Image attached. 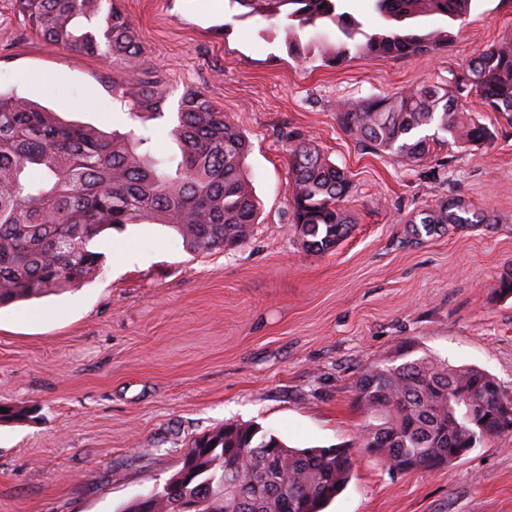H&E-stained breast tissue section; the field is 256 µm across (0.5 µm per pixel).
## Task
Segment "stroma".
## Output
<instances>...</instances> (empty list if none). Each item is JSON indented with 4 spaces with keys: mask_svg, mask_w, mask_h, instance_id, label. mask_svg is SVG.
I'll return each instance as SVG.
<instances>
[{
    "mask_svg": "<svg viewBox=\"0 0 512 512\" xmlns=\"http://www.w3.org/2000/svg\"><path fill=\"white\" fill-rule=\"evenodd\" d=\"M165 81L162 118L141 125L112 97V69L45 43L0 0V87L67 124L170 134L196 89L251 145L259 201L251 236L199 255L173 230L133 224L100 237L91 281L0 309V512H118L182 465L193 439L256 424L293 447L350 449L354 476L328 512H512V433L450 467L399 473L360 445L356 381L409 354L474 366L512 394V125L473 102L492 133L480 148L436 149L408 166L341 129L346 99L455 84L469 60L512 34V0H473L448 48L406 58L358 56L340 68L288 54L264 17L228 0H119ZM309 139L350 179L348 237L307 252L291 222L287 136ZM464 198L479 224L411 235L410 218ZM131 262L115 261L116 252Z\"/></svg>",
    "mask_w": 512,
    "mask_h": 512,
    "instance_id": "stroma-1",
    "label": "stroma"
}]
</instances>
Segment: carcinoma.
Segmentation results:
<instances>
[{"label": "carcinoma", "mask_w": 512, "mask_h": 512, "mask_svg": "<svg viewBox=\"0 0 512 512\" xmlns=\"http://www.w3.org/2000/svg\"><path fill=\"white\" fill-rule=\"evenodd\" d=\"M349 0H230L251 14L284 16L277 25L288 54L305 60L301 32L332 25L336 41L320 54L339 68L354 56L409 57L448 47L431 18L464 21L472 0H373L384 25L372 33L347 10ZM34 32L65 47L122 65L112 94L141 122L164 116L160 71L139 70L146 56L116 0H16ZM485 111L512 123V35L490 44L455 85L412 86L391 95L345 101L337 108L347 134L376 153L407 164L435 149L481 147L491 134L469 112L468 93ZM171 135L176 167L138 150V141L95 127L64 124L15 91L0 90V307L90 281L102 253L90 243L109 229L164 224L187 248L210 254L241 245L253 232L256 199L245 171L249 144L198 91L179 103ZM288 202L307 250L325 254L348 235L350 180L315 144L288 140ZM469 205L445 199L409 221L415 236L447 224H470ZM498 382L472 366L430 356L362 371L354 403L364 414L362 447L391 470L443 469L489 438L512 432V398L496 399ZM484 407L482 427L466 402ZM348 448H292L256 425L229 424L196 437L182 466L153 494L118 512H323L352 478Z\"/></svg>", "instance_id": "carcinoma-1"}]
</instances>
